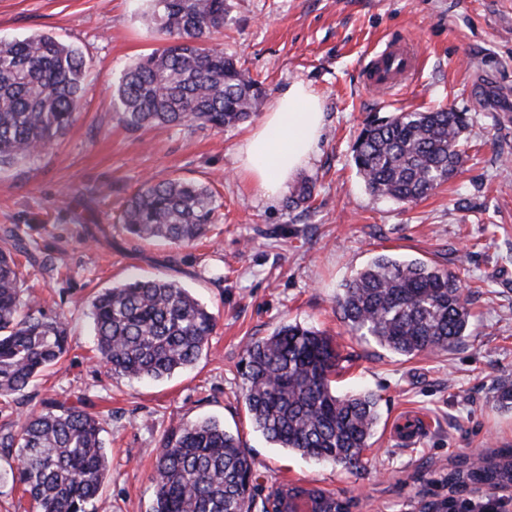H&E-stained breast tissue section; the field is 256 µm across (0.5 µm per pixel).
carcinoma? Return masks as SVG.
Instances as JSON below:
<instances>
[{
  "mask_svg": "<svg viewBox=\"0 0 512 512\" xmlns=\"http://www.w3.org/2000/svg\"><path fill=\"white\" fill-rule=\"evenodd\" d=\"M226 0H150L141 12L163 37L118 78L113 111L131 128L193 126L222 131L255 114L261 84L209 43L224 30ZM85 76L81 52L46 34L0 40V168L45 150L76 119ZM466 114L439 109L401 112L366 124L353 160L375 196L414 202L448 181L462 164ZM218 205L212 189L182 179L148 182L126 201L125 231L138 239L189 246L206 237ZM0 400L24 395L68 351L64 318L22 299L17 257L30 252L17 230L0 231ZM337 305L350 332L400 356L446 353L470 324L469 300L455 275L418 260L374 258L343 288ZM96 351L112 375L159 380L193 364L208 346L215 317L177 281L126 280L92 301ZM341 360L333 338L285 323L245 346L244 404L255 428L278 448L358 469L377 424L378 398L332 387ZM55 401L0 430V455L15 463V481L36 512H97L107 470L97 416ZM256 461L239 436L215 421L186 423L161 442L152 481V512H252ZM462 494L512 484V448L446 474Z\"/></svg>",
  "mask_w": 512,
  "mask_h": 512,
  "instance_id": "obj_1",
  "label": "carcinoma"
}]
</instances>
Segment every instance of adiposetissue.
Instances as JSON below:
<instances>
[{
	"label": "adipose tissue",
	"instance_id": "ef3b65f1",
	"mask_svg": "<svg viewBox=\"0 0 512 512\" xmlns=\"http://www.w3.org/2000/svg\"><path fill=\"white\" fill-rule=\"evenodd\" d=\"M324 124L319 98L295 83L238 148V169L264 197L273 198L314 155Z\"/></svg>",
	"mask_w": 512,
	"mask_h": 512
}]
</instances>
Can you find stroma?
<instances>
[{
    "mask_svg": "<svg viewBox=\"0 0 512 512\" xmlns=\"http://www.w3.org/2000/svg\"><path fill=\"white\" fill-rule=\"evenodd\" d=\"M214 42L265 90L261 112L291 84L319 96L324 127L308 202L262 197L237 175L253 122L132 130L112 110L113 84L160 47L142 26L141 0H0V39L48 34L81 50L87 76L75 122L40 156L0 170V228H17L40 263L22 264V295L69 324L63 367L45 370L0 427L53 399L83 400L104 428L108 471L102 512H151V479L164 435L213 419L238 434L272 485H314L357 502L355 512H424L429 492L460 457L512 447V410L495 400L512 384V0H228ZM417 59L400 85L366 86V64L390 43ZM447 107L466 113L464 160L428 196H373L353 146L367 120ZM208 185L220 204L206 239L183 247L130 238L119 218L148 179ZM421 259L454 273L470 300L468 336L445 353L400 357L352 336L336 306L346 280L374 257ZM178 280L216 318L195 365L168 378L112 376L95 351L90 304L129 277ZM287 322L333 337L343 355L338 393L376 394L380 420L363 466L346 470L275 447L241 397L246 342ZM424 415L412 447L390 433L395 417Z\"/></svg>",
    "mask_w": 512,
    "mask_h": 512,
    "instance_id": "obj_1",
    "label": "stroma"
}]
</instances>
